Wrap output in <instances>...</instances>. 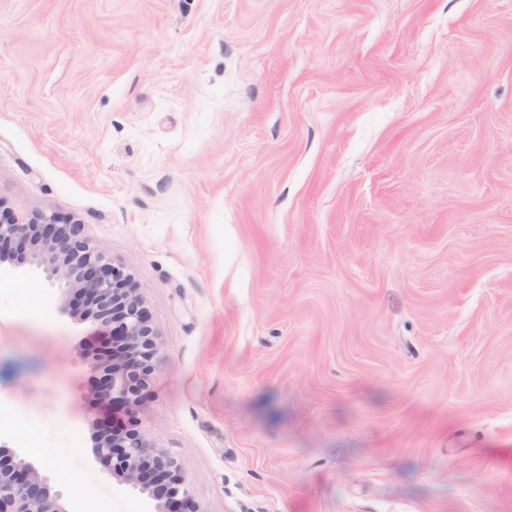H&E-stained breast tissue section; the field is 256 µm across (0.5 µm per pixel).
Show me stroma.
<instances>
[{"instance_id":"obj_1","label":"stroma","mask_w":512,"mask_h":512,"mask_svg":"<svg viewBox=\"0 0 512 512\" xmlns=\"http://www.w3.org/2000/svg\"><path fill=\"white\" fill-rule=\"evenodd\" d=\"M0 200L131 273L200 512H512V0H0ZM59 299L0 276V441L149 512Z\"/></svg>"}]
</instances>
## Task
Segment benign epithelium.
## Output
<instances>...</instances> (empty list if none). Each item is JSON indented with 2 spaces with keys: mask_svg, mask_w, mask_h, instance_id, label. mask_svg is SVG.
<instances>
[{
  "mask_svg": "<svg viewBox=\"0 0 512 512\" xmlns=\"http://www.w3.org/2000/svg\"><path fill=\"white\" fill-rule=\"evenodd\" d=\"M28 266L43 269L58 287L60 313L73 315L67 296L78 292L97 306L96 319L112 325L108 354L86 365L92 372H106L96 394L123 407L125 419L108 431L102 422H93L95 458L117 482L153 501L152 512H201L193 505L179 462L137 429V406L162 344L132 275L91 246L82 225L62 224L53 213L18 217L0 202V273ZM0 512L70 510L39 468L0 443Z\"/></svg>",
  "mask_w": 512,
  "mask_h": 512,
  "instance_id": "7a95c632",
  "label": "benign epithelium"
}]
</instances>
